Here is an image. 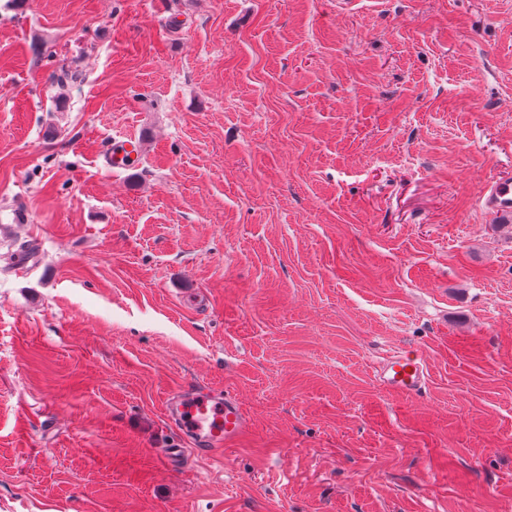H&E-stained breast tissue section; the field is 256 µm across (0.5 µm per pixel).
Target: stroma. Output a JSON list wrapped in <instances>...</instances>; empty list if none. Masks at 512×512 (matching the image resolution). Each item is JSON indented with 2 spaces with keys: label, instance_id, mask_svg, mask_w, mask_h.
Returning a JSON list of instances; mask_svg holds the SVG:
<instances>
[{
  "label": "stroma",
  "instance_id": "stroma-1",
  "mask_svg": "<svg viewBox=\"0 0 512 512\" xmlns=\"http://www.w3.org/2000/svg\"><path fill=\"white\" fill-rule=\"evenodd\" d=\"M508 171L512 0H0V512H512ZM114 149L105 156L107 166L119 168L130 165L127 161L133 157H139L140 141L135 137H128L126 140L116 142ZM482 208L505 222L512 220V176L503 175L491 180L480 196ZM380 384L389 392L414 397L426 387L428 376L421 356L413 351L393 354L376 368ZM165 415L182 438L203 454L231 445L251 430L250 420L227 392L179 389L165 399Z\"/></svg>",
  "mask_w": 512,
  "mask_h": 512
}]
</instances>
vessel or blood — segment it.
I'll return each mask as SVG.
<instances>
[{
  "label": "vessel or blood",
  "mask_w": 512,
  "mask_h": 512,
  "mask_svg": "<svg viewBox=\"0 0 512 512\" xmlns=\"http://www.w3.org/2000/svg\"><path fill=\"white\" fill-rule=\"evenodd\" d=\"M140 153L135 137L116 142L106 157L112 168L126 166ZM482 208L503 221L512 220V176L494 178L480 196ZM380 384L389 392L414 397L426 387L428 376L421 356L413 351L393 354L376 368ZM165 415L174 429L197 452L207 454L228 446L247 435L251 422L237 400L227 393L204 392L184 388L168 394Z\"/></svg>",
  "instance_id": "b4317fda"
}]
</instances>
